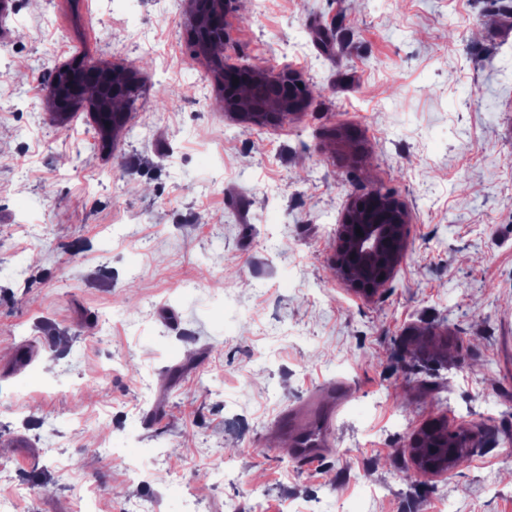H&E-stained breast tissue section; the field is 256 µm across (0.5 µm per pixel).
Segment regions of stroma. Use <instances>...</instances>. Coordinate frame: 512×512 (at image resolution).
Instances as JSON below:
<instances>
[{
	"label": "stroma",
	"mask_w": 512,
	"mask_h": 512,
	"mask_svg": "<svg viewBox=\"0 0 512 512\" xmlns=\"http://www.w3.org/2000/svg\"><path fill=\"white\" fill-rule=\"evenodd\" d=\"M0 20V498L15 512H512V0H238L225 63L296 71L225 115L188 0H9ZM134 67L114 143L52 71ZM177 93L160 107L159 88ZM376 188L406 249L374 296L336 226ZM31 351L16 367L18 347ZM347 394L316 459L282 412ZM446 418L466 462L407 477ZM240 67L224 65V98L220 102L225 114L233 117L246 127L274 124L285 110L297 111L307 96V91L296 74L288 70H278L273 66L251 67L246 79L250 83L238 89H228L230 79L237 76ZM302 84V87L298 86ZM278 87V94L271 95V87ZM300 90L304 94L300 96ZM248 98L253 106L244 108L240 101ZM248 112H240L239 110Z\"/></svg>",
	"instance_id": "obj_1"
}]
</instances>
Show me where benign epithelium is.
<instances>
[{"instance_id": "benign-epithelium-1", "label": "benign epithelium", "mask_w": 512, "mask_h": 512, "mask_svg": "<svg viewBox=\"0 0 512 512\" xmlns=\"http://www.w3.org/2000/svg\"><path fill=\"white\" fill-rule=\"evenodd\" d=\"M191 26L220 29L226 39L225 15L235 8V0H192ZM85 69L78 63L56 67L52 83L62 100L74 102L83 96ZM249 83L238 89H224V112L246 127L274 124L285 110L301 108L305 96L296 74L273 66L250 68ZM124 93V85L116 80L101 86L92 112L112 109V103ZM409 216L405 206L394 196L372 188L355 197L336 227V273L351 289L372 296L393 275L404 253ZM442 441L448 448V461L438 467L429 461L419 433L410 440L416 469L423 475L445 474L453 467L459 448L458 431L442 422Z\"/></svg>"}]
</instances>
